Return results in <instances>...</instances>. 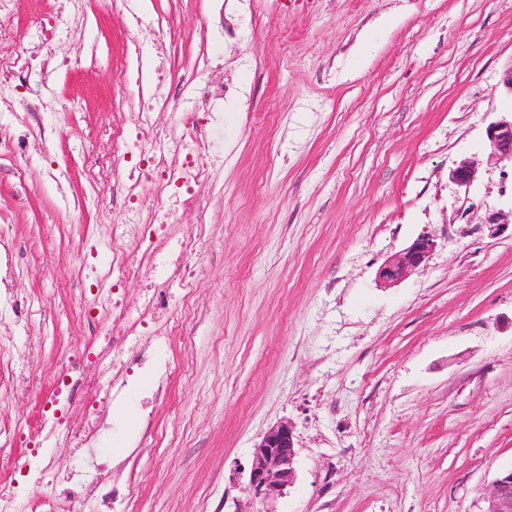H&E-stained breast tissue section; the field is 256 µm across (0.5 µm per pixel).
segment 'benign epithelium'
I'll return each instance as SVG.
<instances>
[{"label":"benign epithelium","instance_id":"1","mask_svg":"<svg viewBox=\"0 0 512 512\" xmlns=\"http://www.w3.org/2000/svg\"><path fill=\"white\" fill-rule=\"evenodd\" d=\"M485 135L490 155L496 163L512 165V119L500 118L488 123ZM475 174V163L463 159L450 171V179L457 186L468 188ZM511 224L499 211L489 212L484 221L491 237L499 235ZM436 246L435 239L430 236L417 237L380 266L378 282L383 286L399 283L411 271L425 266ZM296 464L297 447L292 426L280 423L270 427L253 447L247 487L252 499L265 503L285 494L295 483ZM485 503L483 512H512V471L494 480Z\"/></svg>","mask_w":512,"mask_h":512}]
</instances>
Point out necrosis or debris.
<instances>
[{
	"label": "necrosis or debris",
	"instance_id": "1",
	"mask_svg": "<svg viewBox=\"0 0 512 512\" xmlns=\"http://www.w3.org/2000/svg\"><path fill=\"white\" fill-rule=\"evenodd\" d=\"M151 79L147 95L141 96L135 125L149 121L155 108L166 106L170 98L173 75L166 59L150 65ZM179 134L173 140L163 138L148 143L130 136L126 129L116 132L119 147L113 155L112 167L124 172L129 193L143 185H152L154 210L151 228L142 238L137 252H130L120 225L112 227V263L105 274L111 291L103 307L112 324L92 344L68 355L54 381V396L63 401L66 419L57 429L68 446L90 444L98 434L94 415L100 405L116 397L112 383L88 378L89 366L106 365L113 372L130 370L133 361L126 349L145 332H152L158 347L170 349L172 337L182 335V325L168 320L167 304L161 287L178 280L184 295H191L197 281L191 263L201 254L204 224L190 232L172 231L178 216L184 211L200 210V190L208 179L202 155L209 148L197 113L178 115ZM139 166H132V158ZM136 276L144 287V301L138 310H130L120 297L117 286L127 276Z\"/></svg>",
	"mask_w": 512,
	"mask_h": 512
}]
</instances>
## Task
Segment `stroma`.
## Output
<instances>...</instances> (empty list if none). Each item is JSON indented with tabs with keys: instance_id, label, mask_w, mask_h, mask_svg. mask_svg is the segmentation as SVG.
Here are the masks:
<instances>
[{
	"instance_id": "35a3bbf8",
	"label": "stroma",
	"mask_w": 512,
	"mask_h": 512,
	"mask_svg": "<svg viewBox=\"0 0 512 512\" xmlns=\"http://www.w3.org/2000/svg\"><path fill=\"white\" fill-rule=\"evenodd\" d=\"M135 12L161 21L154 38ZM0 26L30 61L0 109V250L24 302L0 322L18 348L0 372L34 381L0 392V490L39 504L81 468L129 512H481L512 469V234L483 225L512 211L485 137L512 115V0H6ZM137 56L175 76L141 138L197 112L209 142L204 211L178 218L207 225L202 283L163 289L192 344L168 353L164 401L134 371L89 447H54L53 375L108 289L86 268L110 262L113 225L132 248L145 232L125 175L84 165L138 109L121 79ZM464 158L466 189L449 178ZM422 235L427 266L378 286ZM282 421L297 479L264 506L245 490L252 449ZM34 452L56 484L10 477Z\"/></svg>"
}]
</instances>
